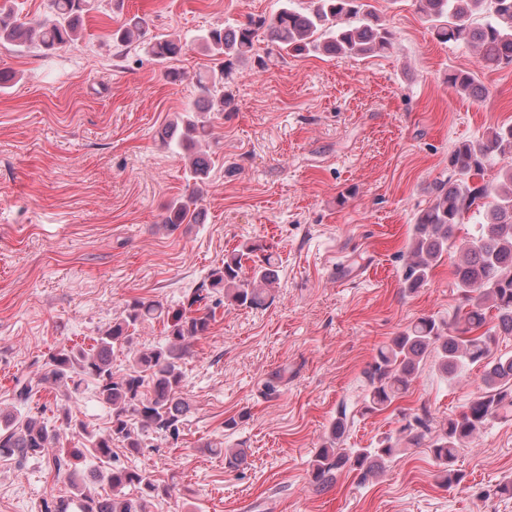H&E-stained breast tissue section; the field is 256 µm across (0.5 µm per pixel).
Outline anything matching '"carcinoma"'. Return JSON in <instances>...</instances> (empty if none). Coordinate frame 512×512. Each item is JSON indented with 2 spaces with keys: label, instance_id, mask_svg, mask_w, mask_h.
<instances>
[{
  "label": "carcinoma",
  "instance_id": "obj_1",
  "mask_svg": "<svg viewBox=\"0 0 512 512\" xmlns=\"http://www.w3.org/2000/svg\"><path fill=\"white\" fill-rule=\"evenodd\" d=\"M416 4L436 39L474 47L490 68L512 65V0H416ZM93 9V0H49V14L27 26L17 21L11 7L0 3V42L22 47L33 43L47 54L77 39L85 16ZM261 34L270 45L263 56L255 49ZM392 40V31L369 0H308L305 8L282 0L269 16L207 30L201 45L219 62V68L197 77L198 98L161 133L164 146L188 159L193 180L188 195L166 206L162 227L174 232L183 224L197 223L209 169V160L201 151L208 136L204 114L234 109L228 84L238 65L251 62L265 70L276 55L372 56L389 50ZM112 42L123 52L139 48L162 63L184 49L182 42L167 35L145 38L143 22L137 16L112 31ZM448 83L474 100L487 95V88L470 73L450 74ZM506 159H512V122L494 126L451 152L448 177L433 184L431 199L413 224L402 284L404 292H415L442 257L454 249L459 257L453 285L462 304L446 318L434 314L418 317L378 349L363 371L360 414L389 410L429 360L446 383L462 378L472 365L481 366L479 392L458 415L438 426L425 407L419 413L403 414L405 424L397 436H385L372 448L341 447L345 433L357 422V415L341 405L328 436L310 461L315 491L326 490L345 469L354 472L362 484L397 455L401 445L424 443L438 466L441 485H456L463 480L455 468L459 450L492 422L512 417V355L495 354L499 338L512 336V164L500 167L494 184L473 181L487 166ZM468 212L479 218L477 231L460 237L461 218ZM258 251L257 264L251 274H245L243 257ZM279 268V259L264 252L263 245L244 244L225 253L224 262L183 295L176 308L156 300L134 299L111 325L98 330L92 349L63 346L49 356L40 375L15 382L14 398L26 406L47 385L62 390V396L70 400L88 379L111 412L105 435L73 418L67 408L59 414V428L80 438L82 447L53 459L56 471L67 474L74 496L56 500L46 512H70L75 502L80 512H150L153 500L168 494L169 488L158 484L147 471L126 466L93 474L94 481L110 489L106 495L99 494L79 477L75 460L87 452L108 464L114 442L137 456L151 447L154 434L178 438L179 425L189 410L180 396L182 363L192 345L210 332L213 298L221 295L229 306L264 308L274 299ZM157 319L165 325L164 339L131 349L138 327ZM117 350L129 355L130 366L124 371L112 369V355ZM57 439L56 430L28 412L18 409L0 416V458L24 461L42 456Z\"/></svg>",
  "mask_w": 512,
  "mask_h": 512
}]
</instances>
